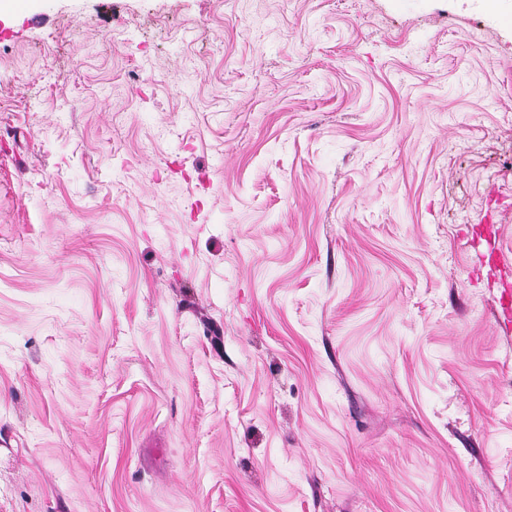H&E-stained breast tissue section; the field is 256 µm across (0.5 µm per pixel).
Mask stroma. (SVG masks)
Returning a JSON list of instances; mask_svg holds the SVG:
<instances>
[{
	"label": "stroma",
	"mask_w": 512,
	"mask_h": 512,
	"mask_svg": "<svg viewBox=\"0 0 512 512\" xmlns=\"http://www.w3.org/2000/svg\"><path fill=\"white\" fill-rule=\"evenodd\" d=\"M0 23V512H512V332L468 233L512 260V22Z\"/></svg>",
	"instance_id": "35a3bbf8"
}]
</instances>
